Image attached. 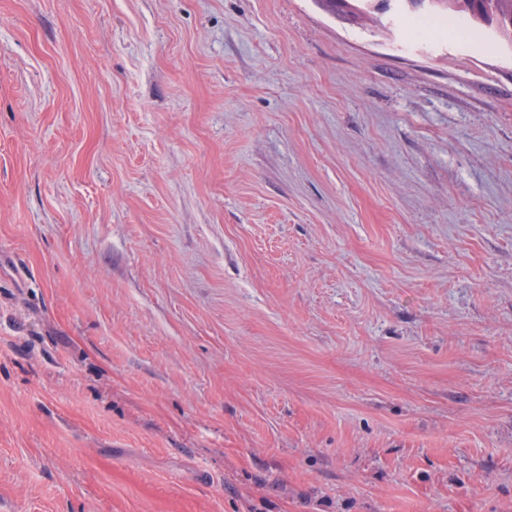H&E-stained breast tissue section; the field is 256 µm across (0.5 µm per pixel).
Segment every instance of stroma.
<instances>
[{"label":"stroma","mask_w":512,"mask_h":512,"mask_svg":"<svg viewBox=\"0 0 512 512\" xmlns=\"http://www.w3.org/2000/svg\"><path fill=\"white\" fill-rule=\"evenodd\" d=\"M0 512H512V52L0 0Z\"/></svg>","instance_id":"obj_1"}]
</instances>
